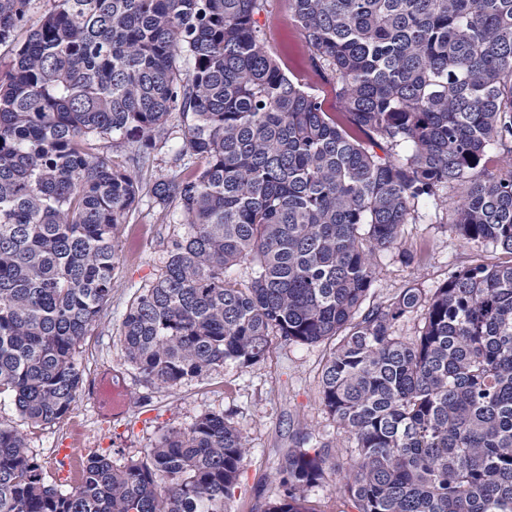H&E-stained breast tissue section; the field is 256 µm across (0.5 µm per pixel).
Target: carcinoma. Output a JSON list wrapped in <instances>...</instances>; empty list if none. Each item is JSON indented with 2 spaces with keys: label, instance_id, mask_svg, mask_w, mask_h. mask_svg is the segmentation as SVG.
<instances>
[{
  "label": "carcinoma",
  "instance_id": "carcinoma-1",
  "mask_svg": "<svg viewBox=\"0 0 512 512\" xmlns=\"http://www.w3.org/2000/svg\"><path fill=\"white\" fill-rule=\"evenodd\" d=\"M35 2L0 0V399L36 427L71 410L147 193L187 230L122 322L143 383L254 366L271 336L332 345L321 402L354 446L288 449L265 512H317L336 469L354 512H512V260L370 300L375 253L450 185L458 240L512 256V148L485 170L512 141V0H289L340 116L265 48L264 0H53L20 40ZM176 127L188 161L143 187ZM245 454L208 413L59 486L0 422V512H227Z\"/></svg>",
  "mask_w": 512,
  "mask_h": 512
}]
</instances>
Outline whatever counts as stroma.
I'll list each match as a JSON object with an SVG mask.
<instances>
[{
    "label": "stroma",
    "mask_w": 512,
    "mask_h": 512,
    "mask_svg": "<svg viewBox=\"0 0 512 512\" xmlns=\"http://www.w3.org/2000/svg\"><path fill=\"white\" fill-rule=\"evenodd\" d=\"M259 24L266 48L280 59L285 74L319 96L326 111H341L339 85L312 64L303 30L288 0H264ZM458 193V188H448L446 203L428 205L420 220L404 226L403 244L414 253V261H406L396 250L378 256L376 300H388L411 286L429 291L447 280L451 271L501 260V253L491 247L463 244L454 238L448 228L447 203ZM184 230L177 213L161 210L146 195L122 225L112 296L79 356L83 385L71 415L91 423L88 452L109 455L117 466L141 456L163 433L189 428L204 413L229 415L247 441L248 454L227 509L260 512L274 497V479L288 449L309 436L338 448L350 445L347 434L320 400L321 370L329 348L287 344L275 336L265 360L253 367L228 363L171 389L142 383L125 360L119 338L121 324L131 300L158 277L172 241ZM102 363L110 366L115 384L123 386L131 401L123 416L98 426L94 423L92 384L96 367ZM0 421L23 431L30 453L43 461L48 460L51 449L61 447L68 428L64 420L28 427L7 400L0 402Z\"/></svg>",
    "instance_id": "stroma-1"
}]
</instances>
